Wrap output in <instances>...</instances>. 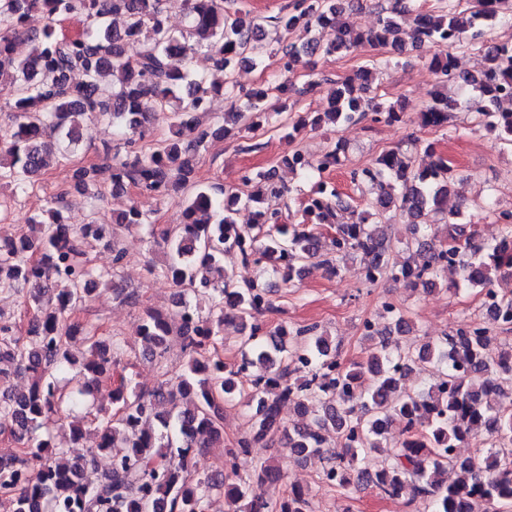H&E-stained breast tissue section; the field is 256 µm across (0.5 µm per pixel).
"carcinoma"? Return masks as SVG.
<instances>
[{"mask_svg": "<svg viewBox=\"0 0 512 512\" xmlns=\"http://www.w3.org/2000/svg\"><path fill=\"white\" fill-rule=\"evenodd\" d=\"M164 0H0V86L10 88L13 124L0 134V184L11 193L27 192L54 162L78 151L86 119L107 121L119 128L124 150L106 154L74 172L73 187L83 193L102 184L112 191L129 186L161 199L173 191L185 194L177 223L158 228L151 217L131 206L112 214V222H66L60 197L33 214L29 224L0 239V290L36 305L25 334L0 320V434L9 435L17 450L0 456V492L12 496L14 512H204L212 488H224L230 512H310L308 493L292 491L273 505L253 485L273 482L280 469L264 462L241 474L240 460L257 441L286 434L293 455L325 456L322 483L345 489L353 483L374 486L379 494L429 499L428 512H499L512 505V400L501 383L512 380V345L495 344L493 329L462 323L454 335L421 341L414 325L395 304L386 302L393 329L374 330L363 323L364 335L375 347L360 361L344 363L332 340L317 326L295 330L286 325L268 328L259 316L272 309L264 278L283 268L286 282L295 285L304 269L320 260L336 273L335 257L356 255L371 285L386 277L401 278L413 289L433 287L452 262L462 271L461 285L477 288L489 298L496 328L512 330V296L496 283L512 274V214L501 216L505 230L484 243L458 211H445L456 173L433 145L429 158L395 146L374 165L350 172L361 194L369 193L367 209L357 211L328 182L308 196L304 213L310 224H284L273 206L292 194L273 167L245 172L241 187L205 185L196 179L200 147L226 136L254 134L289 111L292 95H310L315 80V56L349 55L362 48L405 50L397 37L400 20L412 21L414 48L429 51L428 63L439 84L454 83L475 92L469 105L476 125L495 132L512 145V112L500 107L499 94L512 90V45L500 44L486 54L477 73L455 71L453 50L476 45L488 29L512 19V0H475L458 10L448 0L441 13L414 9V0H393L378 11L375 24L356 30L343 20L345 0H292L272 17L276 52L268 51L264 26L248 12L224 10V0H186L188 28L177 36L167 27ZM39 14L45 24L29 27ZM83 20V31L59 36L56 24L66 18ZM122 24H114V18ZM337 31L322 45L311 37L318 27ZM299 31L302 38L288 35ZM24 36L31 53L19 58L14 42ZM212 47L213 67L225 82L175 61H188L202 46ZM279 56V70L264 83L245 90L231 75L239 64L265 67ZM301 69L307 81L296 86ZM80 78H74V75ZM373 72L360 69L337 82L331 107L301 116L296 128L318 130L356 121L397 124L404 113L394 103L371 95ZM222 94L234 108L204 124L211 99ZM457 101L435 91L420 113L425 126L441 127ZM169 112L171 135L143 149L148 126L157 112ZM345 145L336 141L311 162L294 151L283 156L291 169L326 171L342 162ZM393 207L411 218L407 236L397 240L411 253L404 263L390 262L393 244L381 225L371 224ZM241 210L252 221L240 224ZM149 228L166 259L148 265L151 275L167 279L174 288L175 308L143 312L139 336L145 349L165 367L170 336L183 339L187 359L177 381H161L141 390L122 381L112 390V412L94 407L90 397L121 360L120 342L95 336L70 321L100 286L112 284L122 302L137 307L135 289L116 283L124 258L119 238L124 232ZM105 242L112 248L113 267L97 270L87 247ZM236 254L257 268V278L240 285L224 268V256ZM203 294L209 303L202 316L189 295ZM248 330L240 340L242 359L228 364L217 344L229 311ZM88 348L78 370L77 385L63 383L74 365L72 348ZM264 372L239 377L250 368ZM414 371L439 373L425 387L407 388ZM24 374L28 387L18 391L10 376ZM248 401L247 427L234 446L225 449L226 473L191 477V459L223 441L220 402ZM296 405L292 430L283 428L281 406ZM52 416L68 420L71 442L82 441L85 420L98 423L96 446L73 461L42 433ZM402 419L401 436L390 423ZM483 431L489 446L460 457L453 449L474 431ZM343 439L329 450L326 436ZM381 448L390 461L372 473L360 464ZM109 455V469L96 479L89 473L97 458Z\"/></svg>", "mask_w": 512, "mask_h": 512, "instance_id": "cac0c4a2", "label": "carcinoma"}]
</instances>
